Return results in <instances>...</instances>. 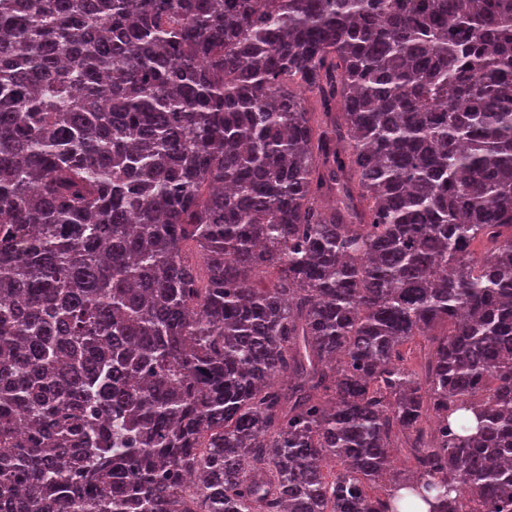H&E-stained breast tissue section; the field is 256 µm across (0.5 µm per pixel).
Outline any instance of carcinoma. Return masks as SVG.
<instances>
[{
    "mask_svg": "<svg viewBox=\"0 0 512 512\" xmlns=\"http://www.w3.org/2000/svg\"><path fill=\"white\" fill-rule=\"evenodd\" d=\"M399 434L512 512V0H0V512H398Z\"/></svg>",
    "mask_w": 512,
    "mask_h": 512,
    "instance_id": "carcinoma-1",
    "label": "carcinoma"
}]
</instances>
